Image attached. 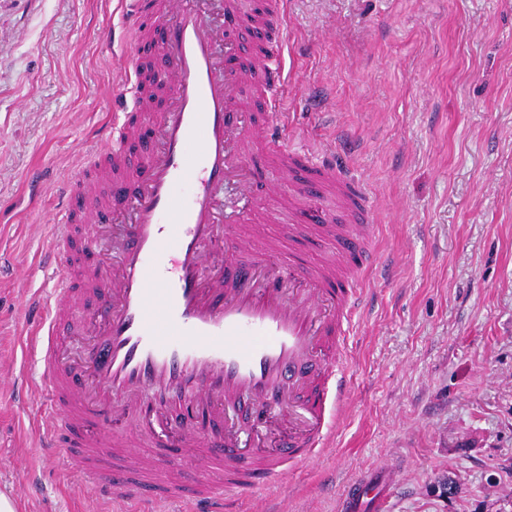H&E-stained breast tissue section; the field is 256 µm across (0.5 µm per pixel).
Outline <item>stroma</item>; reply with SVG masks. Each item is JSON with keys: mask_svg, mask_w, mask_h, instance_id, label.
<instances>
[{"mask_svg": "<svg viewBox=\"0 0 512 512\" xmlns=\"http://www.w3.org/2000/svg\"><path fill=\"white\" fill-rule=\"evenodd\" d=\"M120 15L121 0H0V377L39 374L23 297L49 284L59 185L122 107ZM283 54L284 141L370 190L377 269L330 447L238 512H336L392 460L383 512H512V0H288ZM41 403L0 392V493L17 512H134L45 454Z\"/></svg>", "mask_w": 512, "mask_h": 512, "instance_id": "1", "label": "stroma"}]
</instances>
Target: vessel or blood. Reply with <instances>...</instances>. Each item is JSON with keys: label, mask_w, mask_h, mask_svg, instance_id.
Returning <instances> with one entry per match:
<instances>
[{"label": "vessel or blood", "mask_w": 512, "mask_h": 512, "mask_svg": "<svg viewBox=\"0 0 512 512\" xmlns=\"http://www.w3.org/2000/svg\"><path fill=\"white\" fill-rule=\"evenodd\" d=\"M286 0H125L117 88L132 104L98 134L93 160L64 184L47 262L56 283L31 294L41 313L42 448L61 453L96 498L153 497L218 512V494L283 482L316 461L339 423L348 368L339 357L373 271L365 185L334 161L286 146L274 125L285 83ZM256 32L241 55L238 35ZM260 144L280 174L259 181ZM334 193L335 211L317 199ZM295 221L289 242L254 226L262 199ZM119 229L105 240L104 226ZM321 246L305 259L298 244ZM223 271H214L216 259ZM105 324L86 355L90 384L60 355L78 307ZM131 421L111 430L113 399ZM254 423L295 422L273 448H245L236 409ZM384 471L344 486L336 512H377Z\"/></svg>", "instance_id": "vessel-or-blood-1"}]
</instances>
